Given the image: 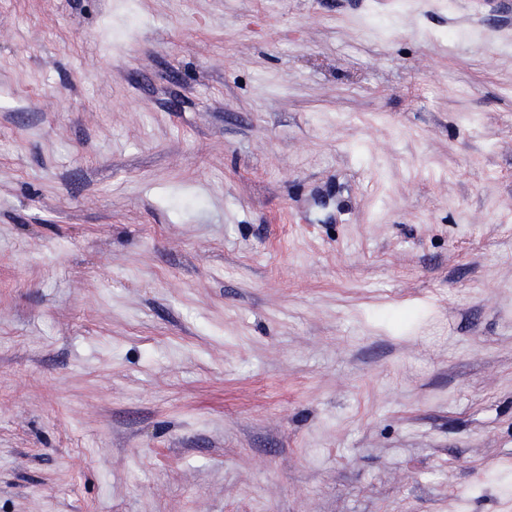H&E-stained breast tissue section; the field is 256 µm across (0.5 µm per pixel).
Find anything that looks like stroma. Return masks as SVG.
Masks as SVG:
<instances>
[{"instance_id": "1", "label": "stroma", "mask_w": 512, "mask_h": 512, "mask_svg": "<svg viewBox=\"0 0 512 512\" xmlns=\"http://www.w3.org/2000/svg\"><path fill=\"white\" fill-rule=\"evenodd\" d=\"M0 512H512V0H0Z\"/></svg>"}]
</instances>
